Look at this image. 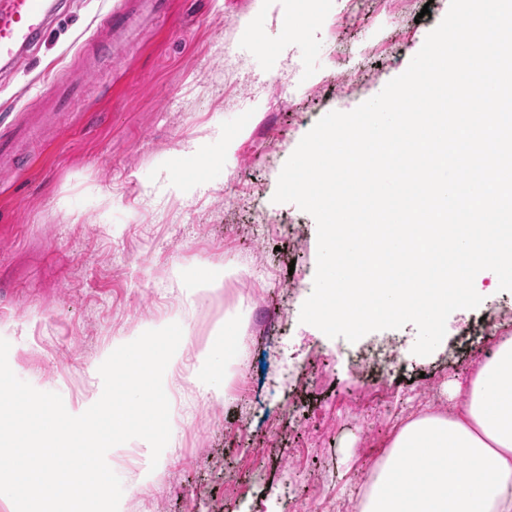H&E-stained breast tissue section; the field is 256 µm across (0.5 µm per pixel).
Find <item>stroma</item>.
I'll use <instances>...</instances> for the list:
<instances>
[{"mask_svg":"<svg viewBox=\"0 0 512 512\" xmlns=\"http://www.w3.org/2000/svg\"><path fill=\"white\" fill-rule=\"evenodd\" d=\"M99 0H73L27 71L0 78V111L40 107L55 120L0 159V338L13 372L84 412L98 368L144 331L187 333L164 375L172 434L145 473L138 440L111 449L126 512H285L289 499L357 502L398 427L370 384L349 373L357 343L300 323L313 290L317 224L276 203L279 174L324 115L349 112L402 74L450 0H171V12L107 68L86 66L81 33ZM72 76L64 110L42 72ZM202 145L208 166L187 170ZM242 271L222 291L196 273ZM270 283L251 290L260 269ZM483 301L447 319L430 355L417 329L394 330L403 363L387 380L449 401L512 323L490 326L512 291L482 277ZM248 313L236 371L249 401L213 397L198 353L225 314ZM285 484L286 496L267 498Z\"/></svg>","mask_w":512,"mask_h":512,"instance_id":"obj_1","label":"stroma"}]
</instances>
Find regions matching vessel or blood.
Returning a JSON list of instances; mask_svg holds the SVG:
<instances>
[{
  "mask_svg": "<svg viewBox=\"0 0 512 512\" xmlns=\"http://www.w3.org/2000/svg\"><path fill=\"white\" fill-rule=\"evenodd\" d=\"M63 7V0H0V68L23 69L31 50L46 38ZM169 8V0H121L119 6L108 9L99 25L113 34L114 40L100 47L101 56L111 57L117 40L131 36L144 18L165 15ZM26 125L23 113L0 122L1 154L12 151Z\"/></svg>",
  "mask_w": 512,
  "mask_h": 512,
  "instance_id": "b4317fda",
  "label": "vessel or blood"
}]
</instances>
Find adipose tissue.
Masks as SVG:
<instances>
[{
    "instance_id": "ef3b65f1",
    "label": "adipose tissue",
    "mask_w": 512,
    "mask_h": 512,
    "mask_svg": "<svg viewBox=\"0 0 512 512\" xmlns=\"http://www.w3.org/2000/svg\"><path fill=\"white\" fill-rule=\"evenodd\" d=\"M241 322L227 313L198 354L213 395L224 392ZM359 512H512V336L499 340L452 413H421L396 430Z\"/></svg>"
}]
</instances>
